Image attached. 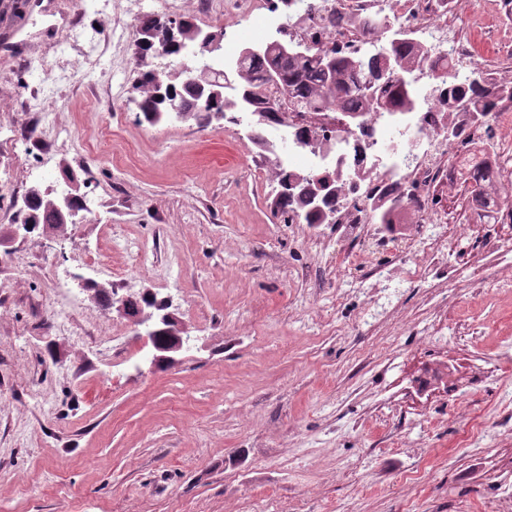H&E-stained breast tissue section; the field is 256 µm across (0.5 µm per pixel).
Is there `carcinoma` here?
Segmentation results:
<instances>
[{"label":"carcinoma","instance_id":"cac0c4a2","mask_svg":"<svg viewBox=\"0 0 512 512\" xmlns=\"http://www.w3.org/2000/svg\"><path fill=\"white\" fill-rule=\"evenodd\" d=\"M137 54L143 71L139 76V112L145 121L158 123L173 112L177 104L180 112L200 124H209L214 119H224L237 112H266L270 121H275L276 109L270 98L256 99L252 89L264 82L265 75L274 61L262 56L246 60L242 64L244 75L238 83L219 82L205 74L198 81L188 82L173 68L163 69L162 63L173 55L182 53L188 47L202 51L208 47L202 44L207 33L189 19L177 22L148 16L141 20L138 30ZM398 42L390 41L384 46L373 48L353 57L336 58V83L327 82L324 71L314 60L290 62L280 68L278 85L288 90L294 111L299 113L319 112L330 104L340 106L344 115L361 111L365 102L373 103L383 112L410 111L415 103L412 84L399 83L393 67L406 75L416 68L421 57L410 34L404 30L394 32ZM375 82L376 91L368 96L362 87ZM436 99L440 104L463 107L471 112L480 124L489 123L490 113L497 111L494 88L483 79L469 83H450L446 80L436 85ZM309 181L318 176L296 171L278 172L276 179L281 188L276 199V208L285 217V223L326 224L336 210V189L330 186L323 210L312 211L301 193L302 186L292 188L284 195L287 184L297 177ZM24 220L36 225L50 227L60 223L55 208L47 203V197H37V188H32L24 199Z\"/></svg>","mask_w":512,"mask_h":512}]
</instances>
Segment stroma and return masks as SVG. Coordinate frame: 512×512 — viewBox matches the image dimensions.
<instances>
[{
    "instance_id": "1",
    "label": "stroma",
    "mask_w": 512,
    "mask_h": 512,
    "mask_svg": "<svg viewBox=\"0 0 512 512\" xmlns=\"http://www.w3.org/2000/svg\"><path fill=\"white\" fill-rule=\"evenodd\" d=\"M456 2L452 23L500 46L485 70L511 88L512 13ZM127 9L0 0V229L44 161L88 206L65 238L41 228L0 252V512H498L512 498V298L467 276L512 239L465 234L448 259L459 282L338 308L335 227L280 223L248 122L128 124ZM111 27L123 44L101 47ZM93 95L112 112L88 111ZM42 121L74 140L48 144ZM116 227L133 250L113 247ZM90 252L124 274L126 296H167L191 338L180 363L151 367L128 318L90 300L68 331L50 326L40 304L61 274L110 285ZM106 326L124 358L94 346ZM383 404L402 415L377 421ZM475 420L483 440L464 445Z\"/></svg>"
}]
</instances>
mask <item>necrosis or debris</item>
I'll list each match as a JSON object with an SVG mask.
<instances>
[{
    "mask_svg": "<svg viewBox=\"0 0 512 512\" xmlns=\"http://www.w3.org/2000/svg\"><path fill=\"white\" fill-rule=\"evenodd\" d=\"M452 0H292L281 10L280 0H199L193 19L204 25L221 26L229 40L223 52L196 56L195 67L207 68L215 79H223L225 63L241 39L240 22H247L252 39L263 42L303 39L315 49L347 55L359 51L367 41L359 31L358 18L392 12L398 26L417 34L423 61L420 76L435 78L452 74L470 79L479 73L476 49L460 38L444 16L453 9ZM352 17V24L336 27L330 20L333 11ZM417 106L412 112H379L364 105L363 120L373 145L357 151L355 145L341 143L339 107L330 106L312 113L314 126L323 147L303 149L299 158L308 172H336V204L333 215L336 234L345 241L364 235L379 236L381 225L372 223L371 207L384 203L393 192L406 201L399 220H410L415 232L403 236L405 252H392L387 261L374 259L362 250L344 252L341 270L357 269V277L339 286L340 295L364 291L388 282L392 271H399L404 282H437L447 274L448 254L455 242L447 224L445 201L441 195L456 170L481 166L488 183L501 179L496 163L481 165L489 146H512V96L501 94L489 127L475 123L470 113H446L436 107V99L425 88H418ZM456 130L458 141L469 144L465 154L448 149V132Z\"/></svg>",
    "mask_w": 512,
    "mask_h": 512,
    "instance_id": "1",
    "label": "necrosis or debris"
}]
</instances>
